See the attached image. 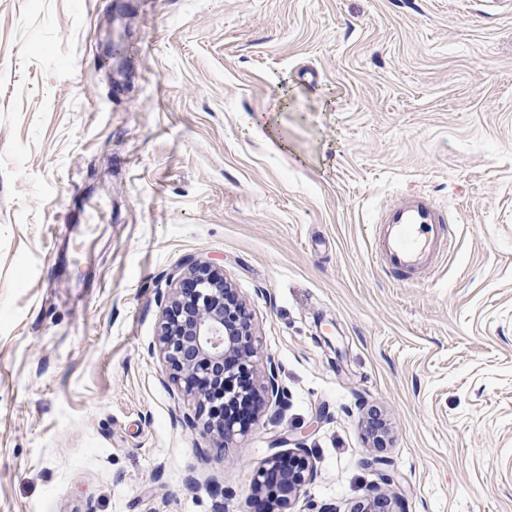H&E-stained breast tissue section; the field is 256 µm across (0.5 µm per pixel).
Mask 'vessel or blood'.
Listing matches in <instances>:
<instances>
[{
    "mask_svg": "<svg viewBox=\"0 0 512 512\" xmlns=\"http://www.w3.org/2000/svg\"><path fill=\"white\" fill-rule=\"evenodd\" d=\"M446 221L429 193L401 194L374 221V250L381 268L419 280L436 276L450 250L439 229Z\"/></svg>",
    "mask_w": 512,
    "mask_h": 512,
    "instance_id": "1",
    "label": "vessel or blood"
}]
</instances>
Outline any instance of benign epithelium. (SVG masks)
<instances>
[{"label":"benign epithelium","instance_id":"1","mask_svg":"<svg viewBox=\"0 0 512 512\" xmlns=\"http://www.w3.org/2000/svg\"><path fill=\"white\" fill-rule=\"evenodd\" d=\"M157 336L173 379L185 383L196 400L198 416H207L204 432L221 439L219 448L246 433L251 422L285 399L274 362L263 375L257 374L261 348L250 309L208 263H187L162 313ZM389 436L383 420L371 422L372 447H386ZM314 477L309 453L297 443L257 468L252 494L263 502L264 512H293ZM395 504L391 495L379 492L366 496L351 512H396Z\"/></svg>","mask_w":512,"mask_h":512}]
</instances>
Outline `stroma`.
<instances>
[{"mask_svg": "<svg viewBox=\"0 0 512 512\" xmlns=\"http://www.w3.org/2000/svg\"><path fill=\"white\" fill-rule=\"evenodd\" d=\"M415 190L421 285L372 235ZM190 260L287 394L220 450L154 348ZM296 442L294 512H512V0H0V512H260ZM444 211L425 191L401 194L374 220V250L383 270L415 276V281L437 275L450 250L441 239ZM314 477L307 449L295 443V448L271 456L257 468L252 494L263 502L262 512H294V503ZM396 501L386 492H379L367 495L359 501L351 512H396L394 506Z\"/></svg>", "mask_w": 512, "mask_h": 512, "instance_id": "35a3bbf8", "label": "stroma"}]
</instances>
